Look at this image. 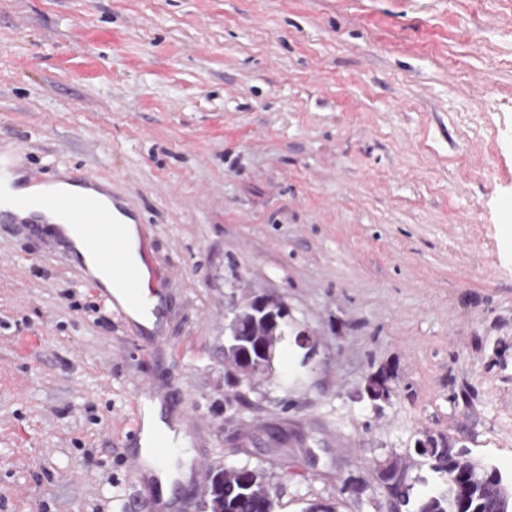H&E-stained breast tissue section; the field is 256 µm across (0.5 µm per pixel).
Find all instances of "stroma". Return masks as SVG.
Wrapping results in <instances>:
<instances>
[{
    "label": "stroma",
    "mask_w": 512,
    "mask_h": 512,
    "mask_svg": "<svg viewBox=\"0 0 512 512\" xmlns=\"http://www.w3.org/2000/svg\"><path fill=\"white\" fill-rule=\"evenodd\" d=\"M0 153L95 174L171 272L152 354L51 227L0 223V512H146L147 386L172 461L261 469L278 512H379L425 429L512 475V0H0ZM237 288L316 355L234 384ZM247 305L254 307L260 314L266 319L275 320L277 317H285L288 314V305L277 295L268 292H256L250 290L244 298ZM242 324L245 330H249L253 336H268L266 339L267 344H270L269 337L277 336V341L271 349L270 356L266 359H262L259 364L260 368L264 371H268L275 351L284 340L285 336H288V316L283 319H279L278 324L267 327L259 325L257 333L252 326L251 320L248 315L242 313L241 315ZM242 324L238 318L235 309L230 308L228 315H225L224 324V348L226 347V341L230 336L238 337L242 336L243 329Z\"/></svg>",
    "instance_id": "1"
}]
</instances>
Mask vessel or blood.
<instances>
[{
  "label": "vessel or blood",
  "instance_id": "vessel-or-blood-1",
  "mask_svg": "<svg viewBox=\"0 0 512 512\" xmlns=\"http://www.w3.org/2000/svg\"><path fill=\"white\" fill-rule=\"evenodd\" d=\"M17 164L14 159L0 155V222L33 223V213L45 210L71 224L80 236L86 251L95 258L122 286L127 306L137 305L142 298L138 271L128 263L122 226L114 213L95 195L100 185L95 175L84 174L80 180L83 194H48L19 196L15 189Z\"/></svg>",
  "mask_w": 512,
  "mask_h": 512
}]
</instances>
